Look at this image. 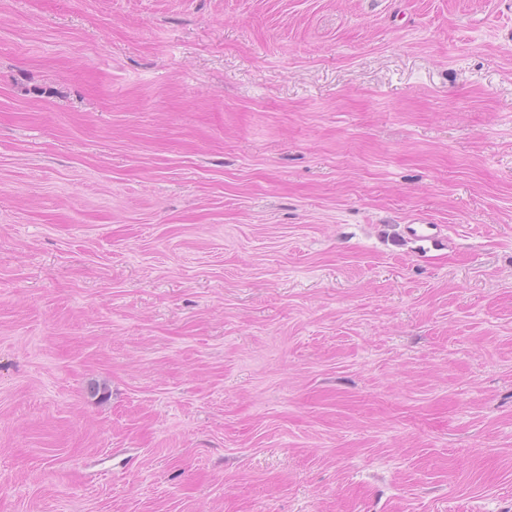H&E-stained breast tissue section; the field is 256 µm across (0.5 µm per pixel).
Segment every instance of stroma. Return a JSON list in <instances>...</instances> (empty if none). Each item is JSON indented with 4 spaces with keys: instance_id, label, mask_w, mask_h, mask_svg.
Segmentation results:
<instances>
[{
    "instance_id": "stroma-1",
    "label": "stroma",
    "mask_w": 512,
    "mask_h": 512,
    "mask_svg": "<svg viewBox=\"0 0 512 512\" xmlns=\"http://www.w3.org/2000/svg\"><path fill=\"white\" fill-rule=\"evenodd\" d=\"M0 512H512V0H0Z\"/></svg>"
}]
</instances>
